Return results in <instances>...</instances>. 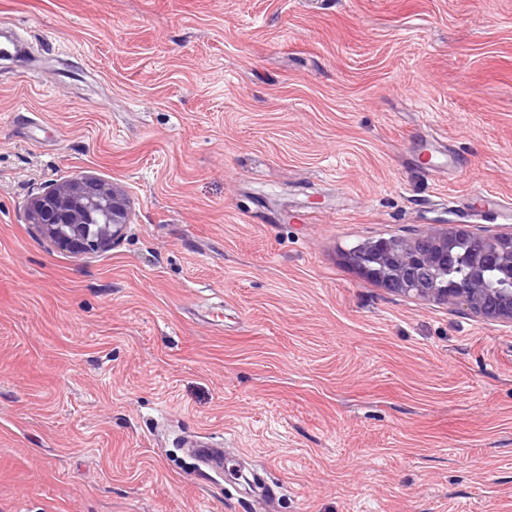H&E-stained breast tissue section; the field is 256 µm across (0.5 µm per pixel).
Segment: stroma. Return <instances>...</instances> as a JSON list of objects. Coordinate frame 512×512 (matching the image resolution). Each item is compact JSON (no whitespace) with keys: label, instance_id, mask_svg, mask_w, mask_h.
I'll return each instance as SVG.
<instances>
[{"label":"stroma","instance_id":"35a3bbf8","mask_svg":"<svg viewBox=\"0 0 512 512\" xmlns=\"http://www.w3.org/2000/svg\"><path fill=\"white\" fill-rule=\"evenodd\" d=\"M0 512H512V327L345 253L504 229L512 0H0ZM130 201L76 257L32 197ZM230 449L223 473L185 440ZM276 485L267 508L236 471Z\"/></svg>","mask_w":512,"mask_h":512}]
</instances>
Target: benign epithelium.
<instances>
[{"label":"benign epithelium","mask_w":512,"mask_h":512,"mask_svg":"<svg viewBox=\"0 0 512 512\" xmlns=\"http://www.w3.org/2000/svg\"><path fill=\"white\" fill-rule=\"evenodd\" d=\"M30 219L50 245L79 256L122 236L129 221L127 197L93 178L56 184L33 198ZM368 253L373 267L362 260ZM346 258L394 293L512 325V229L468 232L450 224L417 237L368 241Z\"/></svg>","instance_id":"7a95c632"}]
</instances>
